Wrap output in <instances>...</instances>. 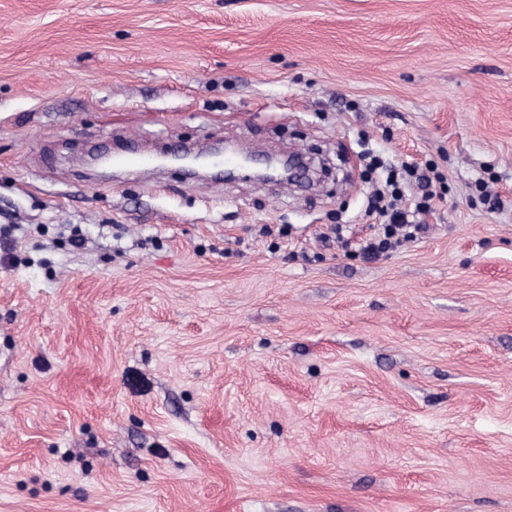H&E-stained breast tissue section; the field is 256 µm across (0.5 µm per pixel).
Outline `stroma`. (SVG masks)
<instances>
[{
    "label": "stroma",
    "instance_id": "1",
    "mask_svg": "<svg viewBox=\"0 0 512 512\" xmlns=\"http://www.w3.org/2000/svg\"><path fill=\"white\" fill-rule=\"evenodd\" d=\"M0 512H512V0H0ZM252 173L255 177L263 180H288L301 181L309 177V166L305 162L300 165L289 156L287 159L266 158L253 162ZM404 193L394 174H389L385 181V191H378L371 201L370 210L376 211L384 219L380 224V232L362 240L358 245L360 253L368 258H376L380 253L387 251L402 242L413 241L424 229V224H413L415 212L426 211L431 203L441 195L435 191L425 194L422 201L415 204V210L410 211L400 207ZM412 218L410 220L409 218Z\"/></svg>",
    "mask_w": 512,
    "mask_h": 512
}]
</instances>
